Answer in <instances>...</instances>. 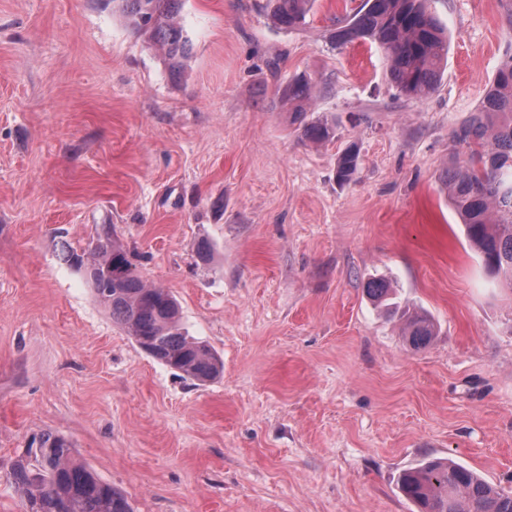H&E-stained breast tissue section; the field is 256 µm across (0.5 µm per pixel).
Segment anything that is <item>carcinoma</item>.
Instances as JSON below:
<instances>
[{"label": "carcinoma", "mask_w": 512, "mask_h": 512, "mask_svg": "<svg viewBox=\"0 0 512 512\" xmlns=\"http://www.w3.org/2000/svg\"><path fill=\"white\" fill-rule=\"evenodd\" d=\"M181 0H112V6L137 34L157 47L174 70L183 68L192 43L177 20ZM314 0H266L275 25L285 31L306 24ZM331 40L355 41L381 48L400 95L425 98L437 88L448 41L427 0H362L332 20ZM311 85L303 78L288 85V104L301 126L302 137L320 144L331 141L336 126L326 120L305 121L303 104ZM455 144L469 149L467 161L445 171L451 205L462 220L469 243L484 259L488 275L512 289V55L496 71L470 120L452 132ZM359 171L357 147H346L337 158L336 179L348 184ZM61 259L89 283L96 301L112 313L148 355L201 385L217 379L224 363L206 343L184 331L178 300L166 289L149 285L134 271V255L103 224L96 240L85 247L65 242ZM364 291L387 305L392 291L384 279L370 280ZM435 324L424 312L410 316L405 341L413 350L429 345ZM39 451L17 456L10 479L24 512H133L128 499L102 481L81 461L64 437L43 432ZM398 492L418 512H512L506 493L468 467L443 458L422 459L401 470Z\"/></svg>", "instance_id": "carcinoma-1"}]
</instances>
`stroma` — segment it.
Wrapping results in <instances>:
<instances>
[{"label": "stroma", "instance_id": "1", "mask_svg": "<svg viewBox=\"0 0 512 512\" xmlns=\"http://www.w3.org/2000/svg\"><path fill=\"white\" fill-rule=\"evenodd\" d=\"M264 2L181 0L193 50L175 71L110 0H0V512H23L8 476L40 432L134 512H416L395 480L428 456L512 492V289L487 277L443 178L512 21L501 0H429L448 58L412 99L379 48L332 44L350 0H317L293 32ZM299 75L331 143L305 142L281 100ZM102 224L221 356L219 378L149 357L63 263L61 241ZM373 278L394 313L366 296ZM415 309L436 325L419 351ZM359 171V152L355 145L346 147L337 158L336 179L348 184L356 179ZM435 324L424 312H415L410 316L405 333V341L413 350H421L429 345L435 336Z\"/></svg>", "mask_w": 512, "mask_h": 512}]
</instances>
